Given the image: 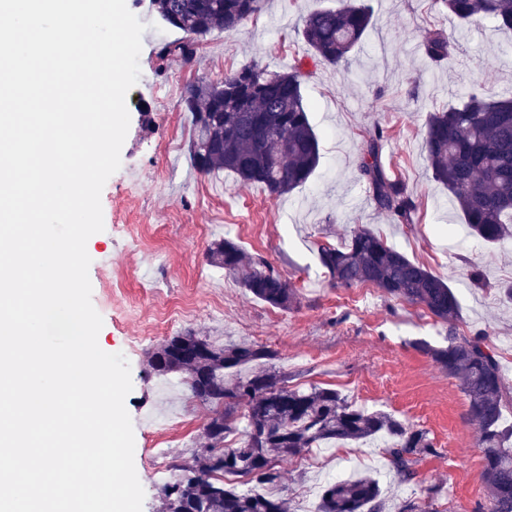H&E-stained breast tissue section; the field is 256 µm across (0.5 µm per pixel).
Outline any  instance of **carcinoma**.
I'll return each mask as SVG.
<instances>
[{"label": "carcinoma", "instance_id": "cac0c4a2", "mask_svg": "<svg viewBox=\"0 0 512 512\" xmlns=\"http://www.w3.org/2000/svg\"><path fill=\"white\" fill-rule=\"evenodd\" d=\"M459 25L489 18L512 30V0H441ZM264 0H150L151 13L187 35L219 29L239 31L261 13ZM373 22L362 0H340L335 8L307 14L301 37L314 63L333 68L348 64ZM452 37L432 33L424 53L440 62L454 49ZM163 57L189 62L194 45L177 40L160 49ZM193 128L190 160L200 173L229 172L244 184H261L282 197L305 185L320 163V140L308 117L301 74L294 68L270 71L244 66L219 83L187 86L182 97ZM382 129L364 141L358 171L375 205L413 223L415 204L403 185L380 162ZM426 160L434 181L451 194L469 232L486 244L512 238V99H494L471 88L456 105L427 116ZM322 266L336 286L370 285L385 295L423 307L438 321L453 325L460 302L442 277L361 227L335 247L318 248ZM210 262L233 275L255 299L288 310L295 292L264 260L248 256L224 239L209 249ZM420 348L458 380L479 434L483 482L490 512H512V425L505 411L506 384L496 352L483 337L448 335V345ZM277 352L248 341L217 345L203 336L176 335L152 352L150 367L159 376L178 373L192 396L210 407L203 452L195 465L162 488L164 512H288V498L256 489L240 490L217 479L239 475L257 485L281 481L280 463L321 444L389 438L386 454L405 479L414 476L418 456L431 448L427 433L395 416L351 405L336 389L299 390L276 370ZM245 407L240 442L225 445L237 431L236 412ZM379 481L370 474L330 482L318 512H385Z\"/></svg>", "mask_w": 512, "mask_h": 512}]
</instances>
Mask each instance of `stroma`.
I'll return each instance as SVG.
<instances>
[{"label":"stroma","mask_w":512,"mask_h":512,"mask_svg":"<svg viewBox=\"0 0 512 512\" xmlns=\"http://www.w3.org/2000/svg\"><path fill=\"white\" fill-rule=\"evenodd\" d=\"M369 2L374 24L343 70L315 65L299 34L308 12L334 0H267L238 33L199 39L189 63L160 59L159 46L181 38V31L161 25L149 0H126L146 25L141 75L127 95L121 166L101 194L104 229L89 238L87 252L92 303L103 319L99 346L123 353L131 367L125 406L143 512H162L155 439L171 440L175 468L192 464L203 446L206 410L181 375H154L148 366L151 350L187 332L218 344L267 345L277 351L275 365L290 386L331 387L355 407L427 431L433 448L407 481L390 466L379 439L324 444L282 462L290 512H317L327 475L336 470L345 478L376 476L389 512L406 500L427 503L431 512H489L469 404L457 381L414 347L446 345L447 325L378 289L334 287L318 248L341 244L364 226L448 280L461 304L459 333L484 334L512 388V302L497 291L512 283V241L495 246L470 235L447 189L432 180L424 148L429 112L457 102L472 86L512 98V31L487 21L459 26L436 0ZM436 31L456 42L440 63L423 49ZM254 62L271 70L302 66L309 120L320 137L315 174L280 198L226 172L200 174L190 161L184 87L223 81ZM377 127L384 135L382 164L416 204L413 223L378 209L359 176L363 138ZM225 238L279 272L296 289V306L273 308L211 266L207 250ZM474 268L486 287L471 283Z\"/></svg>","instance_id":"obj_1"}]
</instances>
